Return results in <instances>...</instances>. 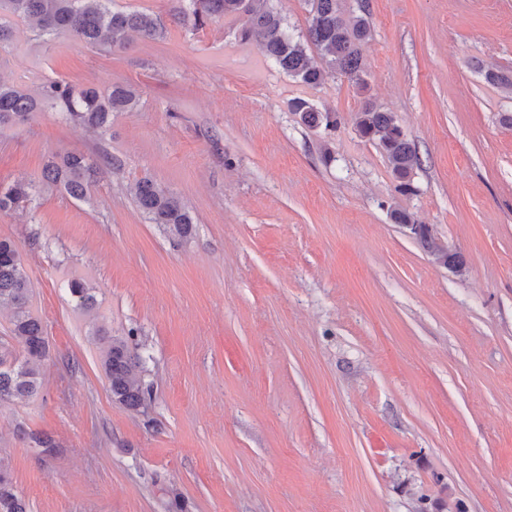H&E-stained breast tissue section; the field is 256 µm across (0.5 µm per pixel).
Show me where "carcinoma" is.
<instances>
[{
    "instance_id": "1",
    "label": "carcinoma",
    "mask_w": 512,
    "mask_h": 512,
    "mask_svg": "<svg viewBox=\"0 0 512 512\" xmlns=\"http://www.w3.org/2000/svg\"><path fill=\"white\" fill-rule=\"evenodd\" d=\"M173 19L198 30L208 23L228 17L242 20L237 31L243 42L255 44L260 52L301 83L318 86L336 74L345 76L359 90L363 79L362 45L371 35L366 10L344 19L347 0H302L306 7V28L299 35L290 33L285 16L275 0H174ZM33 22L32 39L47 44L61 36L91 48L114 52L127 48L135 35L156 39L164 34L158 17L137 11L112 8V0H0V61L9 53L14 36L13 19ZM317 51L314 58L311 51ZM137 91L130 85L115 83L103 93L95 87H77L62 80H49L37 92L0 81V127L27 123L33 113L55 109L70 120L93 131L109 129L112 113L133 109ZM293 110L312 128L336 129L334 112H321L308 101L293 102ZM359 133L375 144L387 158L400 187L420 163L403 127L393 113L371 100L357 113ZM118 168L117 161L106 165L100 157L82 150L71 151L52 161L44 170L45 179L60 186L72 198L89 199L92 187L104 170ZM33 185H0V211L11 209L30 198ZM135 202L152 224H160L171 234L191 235L193 218L186 205L173 193L150 180L136 186ZM396 224L412 225L411 233L427 254L457 272L464 267L462 255L448 248L406 210L393 209ZM77 305L90 309L95 298L79 281L69 284ZM29 281L19 252L9 240H0V305L12 307L11 339L23 349L14 355L12 345L0 343V403L32 398L41 386L40 366L48 356L49 343L41 322L29 308ZM101 365L115 402L133 410L142 407L150 388L137 376L141 358L128 339L114 336ZM10 460L0 453V512H27L25 501L16 493Z\"/></svg>"
}]
</instances>
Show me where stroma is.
I'll list each match as a JSON object with an SVG mask.
<instances>
[{"mask_svg":"<svg viewBox=\"0 0 512 512\" xmlns=\"http://www.w3.org/2000/svg\"><path fill=\"white\" fill-rule=\"evenodd\" d=\"M163 22L110 53L14 24L5 82L50 79L139 102L103 135L63 113L0 128V212L49 342L37 397L0 404V452L28 512H512V0H366V91L308 86L227 19L191 31L169 0H115ZM336 112V130L292 112ZM393 112L422 164L410 191L357 131ZM73 150L120 162L78 201L42 182ZM333 159L323 162V151ZM149 179L186 204L185 238L148 223ZM406 210L465 260L436 265ZM93 288L76 308L68 285ZM104 335H95V328ZM126 336L144 408L112 399L101 360ZM51 433L57 454L33 449ZM32 183H15L4 187L0 185V211L18 206L30 198Z\"/></svg>","mask_w":512,"mask_h":512,"instance_id":"obj_1","label":"stroma"}]
</instances>
